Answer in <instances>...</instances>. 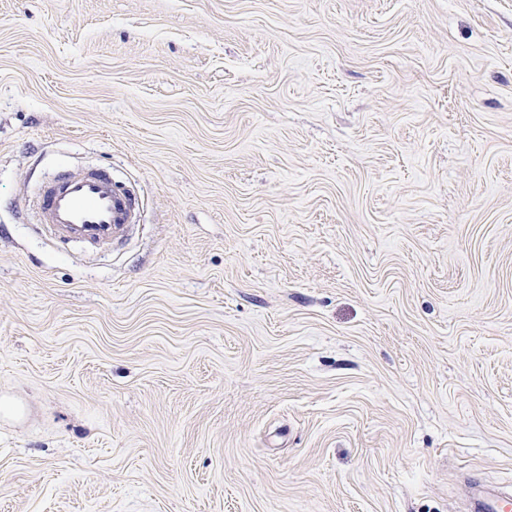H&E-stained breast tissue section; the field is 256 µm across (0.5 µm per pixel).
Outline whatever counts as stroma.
<instances>
[{
	"mask_svg": "<svg viewBox=\"0 0 512 512\" xmlns=\"http://www.w3.org/2000/svg\"><path fill=\"white\" fill-rule=\"evenodd\" d=\"M107 167L97 249L39 183ZM512 494V0H0V512ZM38 220L54 237L106 248L139 221L135 196L107 168L65 169L48 176L37 197Z\"/></svg>",
	"mask_w": 512,
	"mask_h": 512,
	"instance_id": "1",
	"label": "stroma"
}]
</instances>
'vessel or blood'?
<instances>
[{
    "label": "vessel or blood",
    "instance_id": "1",
    "mask_svg": "<svg viewBox=\"0 0 512 512\" xmlns=\"http://www.w3.org/2000/svg\"><path fill=\"white\" fill-rule=\"evenodd\" d=\"M38 220L54 237L106 248L126 237L139 211L132 192L107 168L65 169L48 176L37 197Z\"/></svg>",
    "mask_w": 512,
    "mask_h": 512
}]
</instances>
